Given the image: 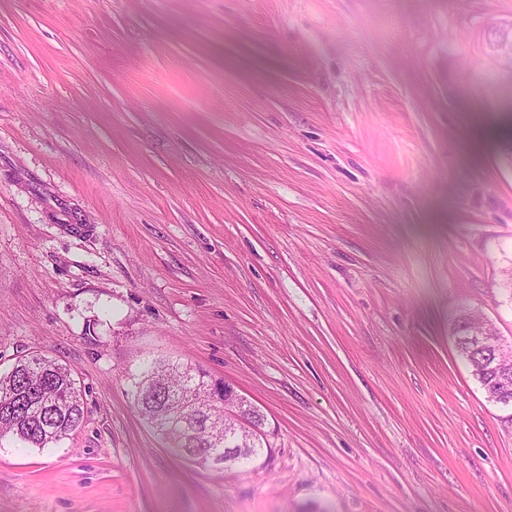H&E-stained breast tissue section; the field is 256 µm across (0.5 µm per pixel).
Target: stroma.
Returning a JSON list of instances; mask_svg holds the SVG:
<instances>
[{
	"mask_svg": "<svg viewBox=\"0 0 512 512\" xmlns=\"http://www.w3.org/2000/svg\"><path fill=\"white\" fill-rule=\"evenodd\" d=\"M512 0H0V371L66 365L61 443L0 447V512H512ZM222 380L267 446L173 455L127 374ZM459 331L461 336H453L455 338L456 349L459 355L462 356L470 366L472 375L480 382L487 398L504 406L510 405L512 407L511 390L502 389L494 383L495 371L490 369L492 359L487 361V359H489L488 356L484 357L481 355V350H485L486 348H491L492 351H495L497 343L492 344L483 337L485 335L470 330L465 321V316H463L459 324ZM463 336L475 342L477 349L481 350L474 349L470 342L465 340Z\"/></svg>",
	"mask_w": 512,
	"mask_h": 512,
	"instance_id": "stroma-1",
	"label": "stroma"
}]
</instances>
